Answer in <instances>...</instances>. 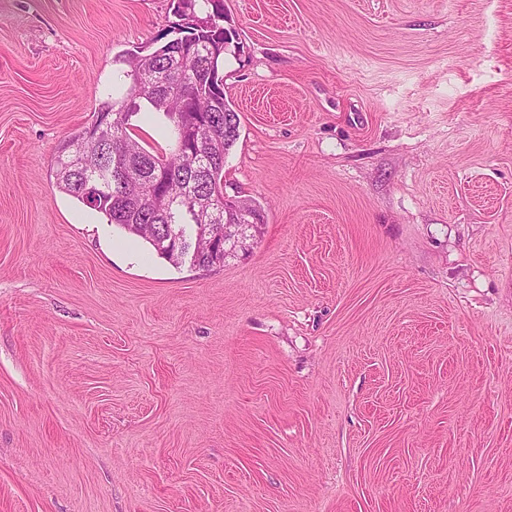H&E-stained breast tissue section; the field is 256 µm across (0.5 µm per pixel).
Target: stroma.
Here are the masks:
<instances>
[{"label":"stroma","instance_id":"stroma-1","mask_svg":"<svg viewBox=\"0 0 512 512\" xmlns=\"http://www.w3.org/2000/svg\"><path fill=\"white\" fill-rule=\"evenodd\" d=\"M178 21L0 0V512H512V0H224L209 269L52 171Z\"/></svg>","mask_w":512,"mask_h":512}]
</instances>
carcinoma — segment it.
Returning <instances> with one entry per match:
<instances>
[{
    "instance_id": "cac0c4a2",
    "label": "carcinoma",
    "mask_w": 512,
    "mask_h": 512,
    "mask_svg": "<svg viewBox=\"0 0 512 512\" xmlns=\"http://www.w3.org/2000/svg\"><path fill=\"white\" fill-rule=\"evenodd\" d=\"M175 13L188 39L181 93L163 100L149 90L167 69L168 42L148 53L130 54L124 95L104 104L96 116L117 119L112 143L92 141L90 128L85 127L58 145L54 165L62 192L145 240L160 257L181 265L188 249L203 248L206 241L176 240L172 233L178 232L179 224L194 223L196 210L224 195V159L239 139L240 119L224 96V54L236 38L235 31L224 27V0H185ZM143 102L163 115L176 135L181 129L193 135L208 126L207 171L196 170L190 148L164 156L141 144L130 119Z\"/></svg>"
}]
</instances>
